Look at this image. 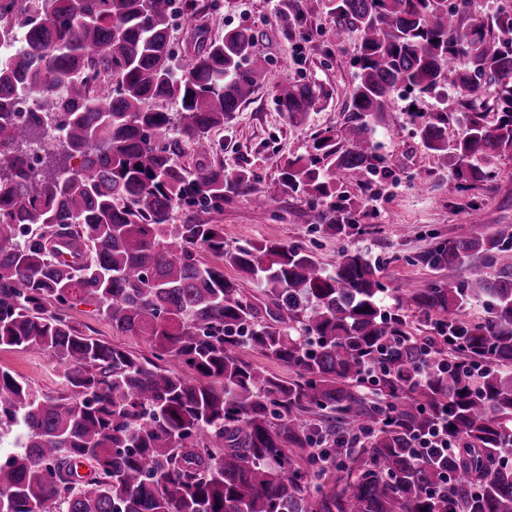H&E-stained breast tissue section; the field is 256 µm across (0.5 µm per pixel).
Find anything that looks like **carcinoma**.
I'll use <instances>...</instances> for the list:
<instances>
[{
  "label": "carcinoma",
  "mask_w": 512,
  "mask_h": 512,
  "mask_svg": "<svg viewBox=\"0 0 512 512\" xmlns=\"http://www.w3.org/2000/svg\"><path fill=\"white\" fill-rule=\"evenodd\" d=\"M329 2L337 40L360 32L348 115L280 171L284 187L329 203L312 230H358L337 178L379 169L370 131L399 97L413 96L419 138L453 160L459 189L490 181L512 155V11ZM181 5L197 11L195 0H0V348L45 354L68 388L39 398L0 368V512H512V229L424 256L477 278L481 322L451 282L407 283L386 309L360 250L327 269L297 244L224 247L213 220L224 202L245 191L262 208L265 195L248 170L211 162L213 132L264 64L248 27L212 39L198 26L176 55ZM448 89L454 111L417 107ZM275 97L300 124L329 91L295 80ZM76 301L146 338L152 357L85 333L66 313ZM413 311L433 346L408 331ZM247 348L291 375L245 360ZM172 357L197 377L162 365ZM436 432L453 454L417 448Z\"/></svg>",
  "instance_id": "carcinoma-1"
}]
</instances>
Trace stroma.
I'll list each match as a JSON object with an SVG mask.
<instances>
[{
	"label": "stroma",
	"mask_w": 512,
	"mask_h": 512,
	"mask_svg": "<svg viewBox=\"0 0 512 512\" xmlns=\"http://www.w3.org/2000/svg\"><path fill=\"white\" fill-rule=\"evenodd\" d=\"M197 3L196 15L181 16L174 24L176 51L187 48L197 26H206L213 37L228 28L248 26L259 35L257 55L268 62L262 84L215 135L221 143L215 162L223 164L228 173L251 170L267 196L262 209L246 193L225 203L218 218L224 226L225 246L247 240L294 243L312 251L326 266L335 263L340 250L357 248L379 266L380 280L390 290L408 282L419 288L438 280L464 283L471 290L468 319H483L486 312L475 280L455 270L433 269L423 257L444 240L485 238L512 225V155L496 161L491 181L460 191L452 168L443 166L421 143L407 113L408 100H397L372 132L376 151L383 158L381 167L364 182L346 178L339 183L360 233L341 240L314 233L310 200L283 187L279 173L289 157L311 152L316 133L343 122L356 85L358 32L350 31L344 41H337L328 0H309L307 13L292 34L279 11V0ZM288 78L315 82L331 94L322 110L297 125L289 122L275 102L277 86ZM70 314L86 332L143 354L149 351L145 340L113 333L95 305H75ZM0 367L23 378L36 395L63 390L61 373L46 355L0 348Z\"/></svg>",
	"instance_id": "stroma-1"
}]
</instances>
